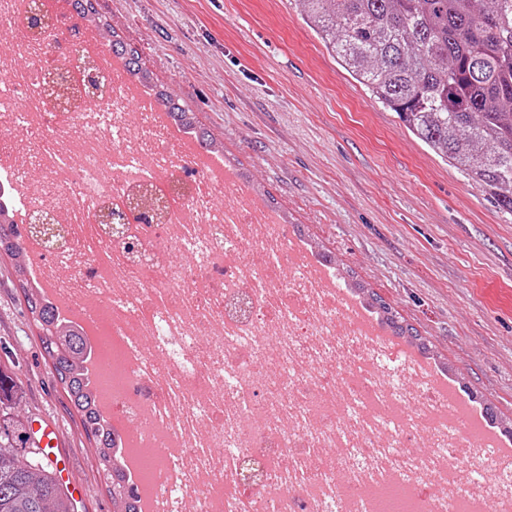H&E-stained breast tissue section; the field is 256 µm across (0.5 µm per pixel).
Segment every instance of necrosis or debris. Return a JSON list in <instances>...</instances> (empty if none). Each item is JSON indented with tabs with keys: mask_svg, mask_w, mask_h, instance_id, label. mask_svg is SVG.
<instances>
[{
	"mask_svg": "<svg viewBox=\"0 0 512 512\" xmlns=\"http://www.w3.org/2000/svg\"><path fill=\"white\" fill-rule=\"evenodd\" d=\"M84 36L0 42V177L63 232L56 254L37 243L38 280L93 305L112 339V415L154 459L149 512H373L366 491L396 480L418 512L486 497L512 512V469L469 481L484 450L428 423L443 401L425 378L359 331L252 194L183 163L120 69L93 57L100 99L45 104L49 69L78 94ZM134 189L169 206L113 238L93 215Z\"/></svg>",
	"mask_w": 512,
	"mask_h": 512,
	"instance_id": "necrosis-or-debris-1",
	"label": "necrosis or debris"
}]
</instances>
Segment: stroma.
Masks as SVG:
<instances>
[{"label": "stroma", "mask_w": 512, "mask_h": 512, "mask_svg": "<svg viewBox=\"0 0 512 512\" xmlns=\"http://www.w3.org/2000/svg\"><path fill=\"white\" fill-rule=\"evenodd\" d=\"M141 56L150 92L177 85L244 189L291 237L382 296L499 426L512 421V216L429 151L329 51L293 0H93ZM0 365L29 419L59 431L112 512L81 416L51 376L12 260L0 255Z\"/></svg>", "instance_id": "35a3bbf8"}]
</instances>
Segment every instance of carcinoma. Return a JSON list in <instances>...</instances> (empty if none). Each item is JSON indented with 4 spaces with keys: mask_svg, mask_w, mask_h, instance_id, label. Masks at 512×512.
Segmentation results:
<instances>
[{
    "mask_svg": "<svg viewBox=\"0 0 512 512\" xmlns=\"http://www.w3.org/2000/svg\"><path fill=\"white\" fill-rule=\"evenodd\" d=\"M303 19L335 53L341 66L386 104L406 129L465 178L478 184L512 215V0H295ZM107 46L141 74L139 57L118 39ZM170 120L192 126L176 88L156 94ZM13 221V206L0 186V252L15 272L29 262ZM39 328L54 380L63 384L81 415L99 459L113 512H139L132 479L115 452L118 435L99 410L85 363L80 327L61 319L41 286L20 284ZM368 307L394 336L427 350L413 329L373 292ZM0 512H73L64 489L39 451L31 447L16 382L0 368Z\"/></svg>",
    "mask_w": 512,
    "mask_h": 512,
    "instance_id": "obj_1",
    "label": "carcinoma"
}]
</instances>
